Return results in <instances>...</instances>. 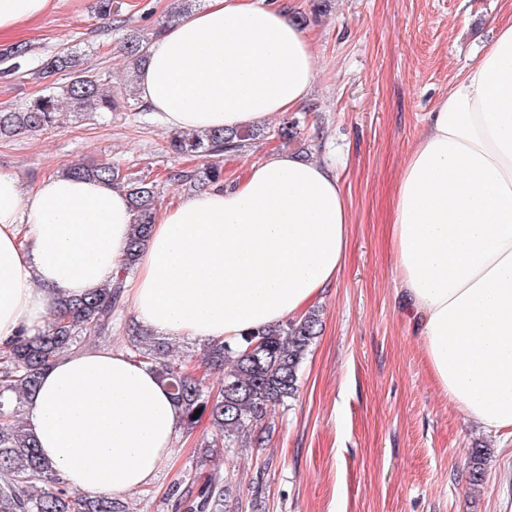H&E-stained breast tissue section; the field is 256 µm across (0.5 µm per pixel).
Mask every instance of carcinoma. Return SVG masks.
<instances>
[{
  "label": "carcinoma",
  "instance_id": "obj_1",
  "mask_svg": "<svg viewBox=\"0 0 512 512\" xmlns=\"http://www.w3.org/2000/svg\"><path fill=\"white\" fill-rule=\"evenodd\" d=\"M162 30L160 26L149 34L131 30L124 35L122 50L132 74H137L148 45ZM30 54L31 48L25 42L1 49L0 73H22ZM62 73L68 76V82L57 91L49 81ZM34 75L48 83V93L26 101L14 111H0V138L50 129L64 110L83 115L115 112L118 101L137 95L132 79L115 95L106 90L99 77L88 74L77 51L54 55ZM299 134V121L293 118L272 128L172 131L166 137V148L188 159H208L238 153L246 142L258 138L287 144ZM62 173L108 182L127 193L135 214L125 258L126 271H131L155 215L158 181L132 178L106 158L71 165ZM170 179L193 190L223 183L224 173L206 163L172 174ZM122 293L121 283L116 282L83 297L63 296L57 315L42 334L19 338L0 351V475L5 477L0 480V512H126L118 498L70 491L41 455L36 437L23 421L26 399L57 356L77 349L87 336L102 343L112 342L113 315ZM321 330L320 313L312 309L298 320L254 332L233 345L209 343L202 348L204 370L200 372L188 359L175 357L167 340L135 324L127 327L128 351L155 370L180 405L183 429L190 432L195 428L199 419L192 415L199 409L200 416H208L219 432L218 440L204 444L197 462L198 479L178 494L183 512H224V475L212 464L216 448L222 443L224 451L231 453L235 448L261 444L271 431V424L266 422L270 410L296 397L302 363ZM208 371L224 374V385L215 396L206 391Z\"/></svg>",
  "mask_w": 512,
  "mask_h": 512
}]
</instances>
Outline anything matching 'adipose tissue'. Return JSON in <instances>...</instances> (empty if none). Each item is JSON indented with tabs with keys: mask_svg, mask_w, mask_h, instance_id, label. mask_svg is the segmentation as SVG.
Listing matches in <instances>:
<instances>
[{
	"mask_svg": "<svg viewBox=\"0 0 512 512\" xmlns=\"http://www.w3.org/2000/svg\"><path fill=\"white\" fill-rule=\"evenodd\" d=\"M52 0H0V34ZM319 69L280 0H205L150 43L143 105L169 130H235L303 105ZM122 190L0 172V348L45 331L61 296L122 280L137 325L202 344L303 316L336 282L351 234L334 166L278 150L231 187L156 215L132 274ZM392 240L404 306L440 388L467 419L512 435V20L449 84L410 149ZM25 421L66 485L122 495L174 452L180 410L155 372L98 346L58 358Z\"/></svg>",
	"mask_w": 512,
	"mask_h": 512,
	"instance_id": "1",
	"label": "adipose tissue"
}]
</instances>
